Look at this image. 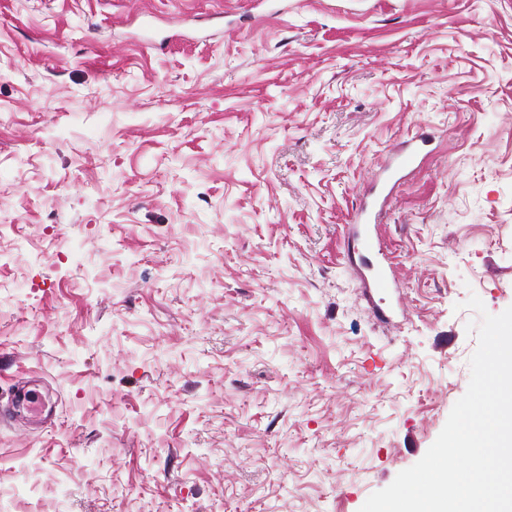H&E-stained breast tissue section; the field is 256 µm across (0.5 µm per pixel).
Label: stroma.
Instances as JSON below:
<instances>
[{"label": "stroma", "instance_id": "stroma-1", "mask_svg": "<svg viewBox=\"0 0 512 512\" xmlns=\"http://www.w3.org/2000/svg\"><path fill=\"white\" fill-rule=\"evenodd\" d=\"M472 294L512 306V0H0V397L50 406L0 488L36 512H359L466 392ZM427 143L425 137L420 136L419 139L407 147L401 154L395 156L390 164L387 166V171L392 175L399 173L402 170L408 169L416 163L421 147ZM360 279L365 288H373L378 293L388 292L393 280L391 272L382 265L378 269L371 268Z\"/></svg>", "mask_w": 512, "mask_h": 512}]
</instances>
